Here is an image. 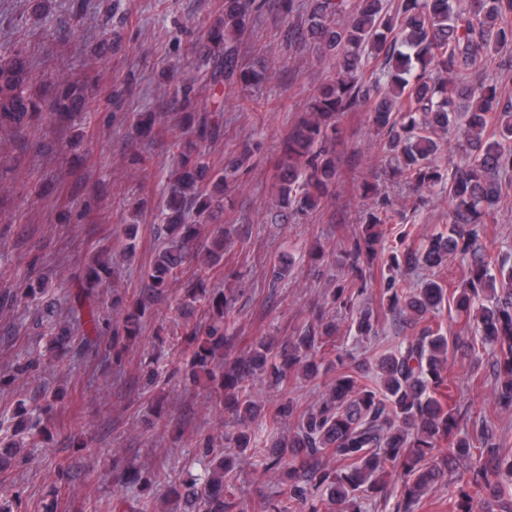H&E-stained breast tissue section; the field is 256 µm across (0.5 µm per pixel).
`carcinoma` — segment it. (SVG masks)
Wrapping results in <instances>:
<instances>
[{
	"mask_svg": "<svg viewBox=\"0 0 512 512\" xmlns=\"http://www.w3.org/2000/svg\"><path fill=\"white\" fill-rule=\"evenodd\" d=\"M273 10L282 20L295 11V0H222L207 35V84L250 87L263 73L242 66L241 38L253 15ZM288 45L310 42L336 59V76L308 103L304 117L284 138L276 173L278 214H307L328 204L338 173L336 140L339 117L367 110L395 161V175L418 190L448 177V235H431L404 250L385 251L386 218L370 212L349 238L350 273L330 292L325 308L280 342L261 340L247 353L229 357L233 337L226 319L238 292L209 291L200 271H223L229 232L215 223L224 191L248 153L231 154L216 170L201 146L224 139L217 114L200 106V87L193 78L179 80L172 101L184 132L172 143L174 166L167 192L159 201L166 244L146 274L147 292L115 300L121 317L105 322L103 308L89 300L83 347L92 349L108 337V354L120 360L140 335L149 307L164 300L180 281L182 305L208 306L205 324L185 326L191 348L189 363L218 394L215 409L228 413L232 432L227 444L263 457L262 475L284 486L267 497V512H363L364 502L384 497L386 475L400 481L396 512H418L436 485L451 488L452 512H512V446L488 419L473 420L452 402L454 381L448 352L462 350L479 365L488 356L494 375L495 409L512 413V264L508 257L492 262L481 241V227L495 221L503 196L512 189V99L502 98L480 78L479 65H507L500 53L512 45V0H310L304 24L287 29ZM120 36L102 32L96 57L112 58ZM377 67L362 70L369 60ZM89 108L85 81L57 82L36 75L21 51L0 55V127L23 139L35 124L72 118ZM462 126V150L450 173L436 163L440 134ZM134 135L154 140L162 119L156 112H137ZM202 224H211L201 239ZM451 254L467 261L454 288L426 277L412 287L396 276L443 266ZM292 260L278 259L269 283L288 278ZM382 276V305L409 330L404 344L387 351L370 366L336 345L337 314L345 311L357 333L374 329L372 309L359 305ZM88 287H112V262L99 259L87 269ZM40 278H30L22 293H8L0 304L13 305L40 294ZM455 311L474 338L450 336L440 320L442 310ZM333 374L318 400L302 405L282 397L262 407L249 382L260 378L279 391L294 381ZM295 429L253 446L251 426L259 419ZM448 447H442L443 442ZM209 458L207 478L184 493L191 512H242V502L225 493L234 464L211 440L198 442Z\"/></svg>",
	"mask_w": 512,
	"mask_h": 512,
	"instance_id": "cac0c4a2",
	"label": "carcinoma"
}]
</instances>
